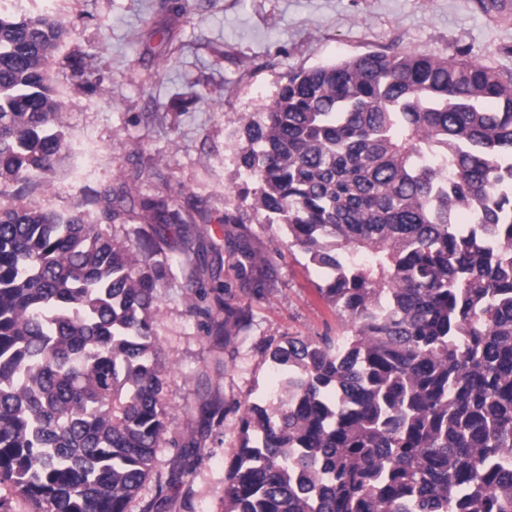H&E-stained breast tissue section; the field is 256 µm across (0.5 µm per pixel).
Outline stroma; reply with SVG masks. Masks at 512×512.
I'll list each match as a JSON object with an SVG mask.
<instances>
[{"mask_svg": "<svg viewBox=\"0 0 512 512\" xmlns=\"http://www.w3.org/2000/svg\"><path fill=\"white\" fill-rule=\"evenodd\" d=\"M501 2L488 12L480 0H7L15 16L47 12L68 30L52 64L67 145L26 188L0 181V208L78 212L133 248L140 212L109 223L92 201L124 184L136 200L169 195L183 207L198 205L194 220L209 261H223L225 234L245 228L271 268L259 296L223 270L235 303L251 315L249 327L223 343L191 314L190 268L175 227L165 228L154 325L168 434L157 454L161 480L146 483L131 512L160 483L167 500L158 512H224L239 420L231 413L219 424L211 411L271 396L268 340L344 331L306 257L282 247L278 227L259 223L246 202L240 224L224 221L243 187L239 115L266 112L292 72L368 52L466 59L512 72V0ZM74 61L86 78L73 75Z\"/></svg>", "mask_w": 512, "mask_h": 512, "instance_id": "stroma-1", "label": "stroma"}]
</instances>
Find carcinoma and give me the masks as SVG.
Instances as JSON below:
<instances>
[{"label": "carcinoma", "instance_id": "cac0c4a2", "mask_svg": "<svg viewBox=\"0 0 512 512\" xmlns=\"http://www.w3.org/2000/svg\"><path fill=\"white\" fill-rule=\"evenodd\" d=\"M50 14L0 10V180L63 148ZM238 166L252 208L316 267L346 334L265 345L280 375L244 403L224 512H512V76L369 52L288 75ZM104 218L120 193L97 194ZM200 260L170 196L141 201ZM138 251L82 214L0 210V483L32 512H129L167 433L152 311L161 242ZM236 279L268 268L227 236ZM195 304L229 338L247 312L217 282Z\"/></svg>", "mask_w": 512, "mask_h": 512}]
</instances>
